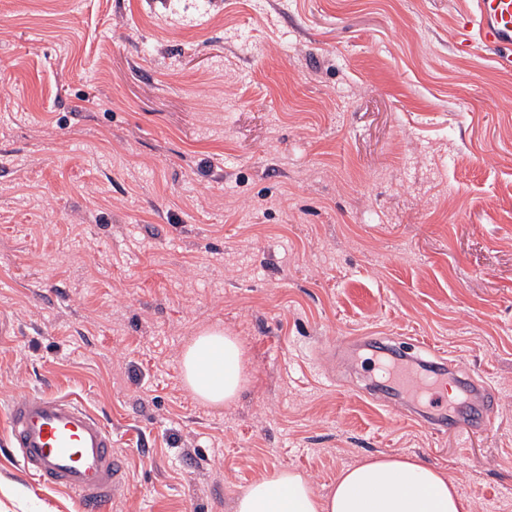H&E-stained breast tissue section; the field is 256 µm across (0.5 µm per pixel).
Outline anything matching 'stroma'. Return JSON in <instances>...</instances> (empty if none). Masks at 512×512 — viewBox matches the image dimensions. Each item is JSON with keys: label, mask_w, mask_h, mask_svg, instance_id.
I'll list each match as a JSON object with an SVG mask.
<instances>
[{"label": "stroma", "mask_w": 512, "mask_h": 512, "mask_svg": "<svg viewBox=\"0 0 512 512\" xmlns=\"http://www.w3.org/2000/svg\"><path fill=\"white\" fill-rule=\"evenodd\" d=\"M469 0H0V512H80L8 446L21 391L77 396L129 483L112 512H232L279 468L327 493L381 454L512 512V70ZM239 337L221 408L182 383ZM491 386L435 432L367 392L366 339ZM180 368L185 388L205 406L234 403L248 383L242 341L218 326L193 338L181 353Z\"/></svg>", "instance_id": "obj_1"}]
</instances>
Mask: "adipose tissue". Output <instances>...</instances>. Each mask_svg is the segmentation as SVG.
<instances>
[{"label": "adipose tissue", "instance_id": "1", "mask_svg": "<svg viewBox=\"0 0 512 512\" xmlns=\"http://www.w3.org/2000/svg\"><path fill=\"white\" fill-rule=\"evenodd\" d=\"M183 384L205 406L234 403L248 382L241 340L214 326L183 350ZM233 512H472V503L441 469L409 455L370 457L341 471L327 493L294 469L250 483Z\"/></svg>", "mask_w": 512, "mask_h": 512}]
</instances>
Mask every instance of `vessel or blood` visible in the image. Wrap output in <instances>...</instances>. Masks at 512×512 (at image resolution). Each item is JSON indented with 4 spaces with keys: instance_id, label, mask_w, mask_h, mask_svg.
I'll use <instances>...</instances> for the list:
<instances>
[{
    "instance_id": "obj_1",
    "label": "vessel or blood",
    "mask_w": 512,
    "mask_h": 512,
    "mask_svg": "<svg viewBox=\"0 0 512 512\" xmlns=\"http://www.w3.org/2000/svg\"><path fill=\"white\" fill-rule=\"evenodd\" d=\"M470 40L494 47L501 69H512V0H476L470 19ZM388 388L409 394L420 403H440L450 408L452 397L440 394L435 383L454 377L461 395L470 402L465 414L432 417L428 425L440 430L447 425L471 423L484 415L487 402L483 385L468 372L452 375L451 364L438 353L429 359L396 357ZM9 444L28 475L74 493L82 512H111L112 499L128 481L123 456L112 443L111 429L80 398L58 396L48 391L24 392L8 405Z\"/></svg>"
}]
</instances>
